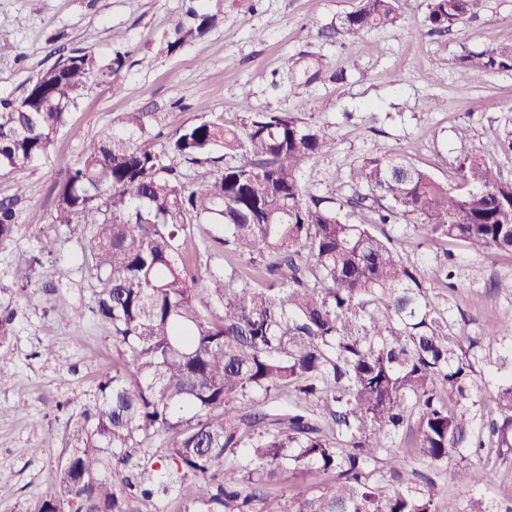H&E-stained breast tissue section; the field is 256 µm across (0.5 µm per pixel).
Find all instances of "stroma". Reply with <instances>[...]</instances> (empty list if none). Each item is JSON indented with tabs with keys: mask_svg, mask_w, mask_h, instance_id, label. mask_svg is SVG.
<instances>
[{
	"mask_svg": "<svg viewBox=\"0 0 512 512\" xmlns=\"http://www.w3.org/2000/svg\"><path fill=\"white\" fill-rule=\"evenodd\" d=\"M356 0H0V29L14 50L0 57V97L20 96L60 50L86 49L99 58L127 52L118 84H88L48 155L0 170V199L17 185L13 235L0 240V312L14 319L0 338L10 375L0 382V470L13 481L0 486V512H41L59 497V466L85 424L84 412L99 396L103 374L126 356L110 323L94 311L99 283L87 240L51 221L53 183L105 130L121 132L123 113L156 112L159 127L138 143L158 150L179 127L201 120V107L225 124L242 125L249 111L285 112L323 127L335 149L313 158L302 180L317 195L333 198L344 220L391 238L428 283L447 266L443 288L451 333L472 344L475 396L500 378L497 356L512 341L484 334L489 322L512 320V257L489 259L461 240H428L415 220L381 224L382 204L368 198L361 176L366 158L397 155L454 189L462 188L459 163L479 150L512 180V71L492 72L469 85L457 80L459 59L469 52L512 46V0H479L473 15L449 31L423 23L429 0H400L398 26L370 32L357 51L329 35L336 18ZM213 17L202 37L171 51L167 45L188 10ZM50 237L55 251L39 255ZM40 256L28 288L13 279L16 266ZM76 308L63 321L56 311ZM410 469L432 478L441 512H464L484 496L493 512L512 503V458L467 461L469 479L458 484L457 466L436 470L413 452L411 433L392 443Z\"/></svg>",
	"mask_w": 512,
	"mask_h": 512,
	"instance_id": "35a3bbf8",
	"label": "stroma"
}]
</instances>
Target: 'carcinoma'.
Wrapping results in <instances>:
<instances>
[{"instance_id": "1", "label": "carcinoma", "mask_w": 512, "mask_h": 512, "mask_svg": "<svg viewBox=\"0 0 512 512\" xmlns=\"http://www.w3.org/2000/svg\"><path fill=\"white\" fill-rule=\"evenodd\" d=\"M479 0H430L426 22L447 31ZM400 0H359L331 26L351 48L374 30L396 26ZM168 43L204 35L211 18L192 12ZM127 54L109 60L76 50L40 71L23 95L0 97V169L47 154L91 78L114 82ZM512 71V47L460 59V81ZM157 117L125 112L142 134ZM335 147L321 127L284 112H251L242 128L208 118L183 126L155 151L113 131L90 144L56 182L51 223L89 237L100 291L96 312L129 354L100 382L88 426L60 465V498L43 512H129L130 500L176 495L185 512H440L433 481L421 485L388 440L415 432L414 453L437 467L467 448L501 456L512 449V375L484 402L497 413L477 438L474 366L448 333L439 294L393 241L348 224L330 199L303 184L313 157ZM221 150L237 158L204 184L175 166ZM475 190L458 193L398 156H372L362 176L388 202L382 224L413 217L426 235L468 243L487 258L512 253V182L483 152L460 165ZM25 189L0 199V239L18 224ZM215 224L212 241L254 265L257 280L201 272L184 248L191 227ZM240 281L226 287V279ZM285 399L284 412L264 406ZM335 429L328 434L321 420ZM157 436L167 453L117 482L99 476ZM244 449L239 459L236 449ZM386 453L398 482L373 479ZM332 474L328 487L271 501L263 488L283 473L295 481ZM262 503L260 510L253 503Z\"/></svg>"}]
</instances>
